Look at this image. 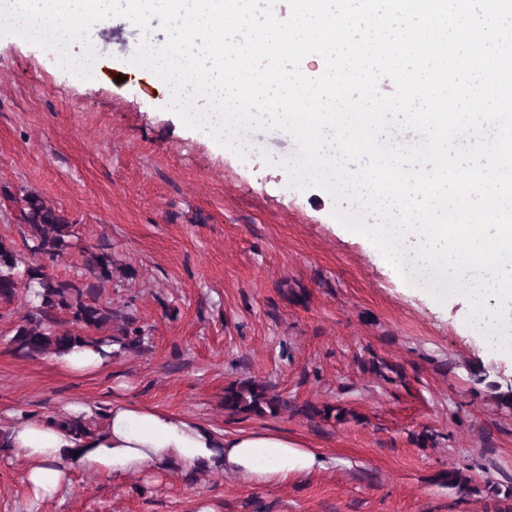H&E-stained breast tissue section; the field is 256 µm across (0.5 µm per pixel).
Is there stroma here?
<instances>
[{
    "instance_id": "1",
    "label": "stroma",
    "mask_w": 512,
    "mask_h": 512,
    "mask_svg": "<svg viewBox=\"0 0 512 512\" xmlns=\"http://www.w3.org/2000/svg\"><path fill=\"white\" fill-rule=\"evenodd\" d=\"M139 37L111 18L89 82L50 49L0 35V239L25 251L17 199L38 194L75 224L55 277L94 284L84 255L108 249L101 300L146 331L139 351L68 374L14 351L26 291L0 301V429L73 402L102 429L112 405L133 401L228 436L283 432L325 466L285 483L83 467L41 501L19 451L1 449L0 512H494L483 488L512 486V410L473 373L512 381V359L484 348L486 327L460 299L404 281L338 221L358 212L348 194L293 185V138L248 131L240 157L185 127L166 82L130 62ZM243 380L266 382L284 407L228 414L224 389ZM307 404L347 417L312 420ZM453 468L474 490L448 486Z\"/></svg>"
}]
</instances>
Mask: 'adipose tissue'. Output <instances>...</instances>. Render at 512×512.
<instances>
[{"mask_svg": "<svg viewBox=\"0 0 512 512\" xmlns=\"http://www.w3.org/2000/svg\"><path fill=\"white\" fill-rule=\"evenodd\" d=\"M11 443L22 453L24 479L38 499L54 497L79 463L115 476L173 468L187 475L219 470L257 482L285 481L324 465L321 455L284 433L227 437L190 417L135 402L114 404L106 429L92 437H76L66 422L47 416L16 423Z\"/></svg>", "mask_w": 512, "mask_h": 512, "instance_id": "obj_1", "label": "adipose tissue"}]
</instances>
